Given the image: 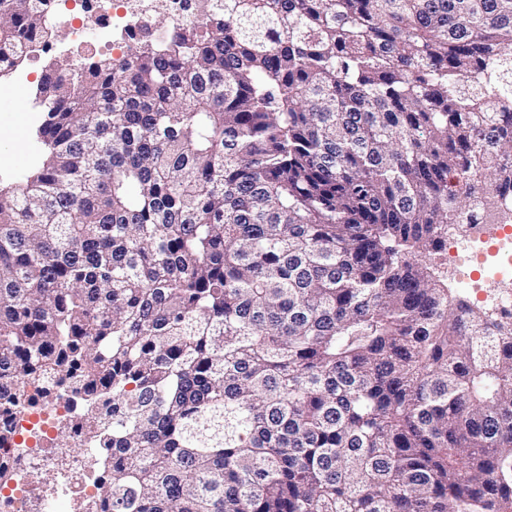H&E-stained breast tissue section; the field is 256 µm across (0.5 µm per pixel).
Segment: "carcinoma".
Returning <instances> with one entry per match:
<instances>
[{
    "mask_svg": "<svg viewBox=\"0 0 512 512\" xmlns=\"http://www.w3.org/2000/svg\"><path fill=\"white\" fill-rule=\"evenodd\" d=\"M191 9L46 66L0 399L80 397L109 512H512V310L419 259L512 223V0ZM53 19L0 0V74Z\"/></svg>",
    "mask_w": 512,
    "mask_h": 512,
    "instance_id": "1",
    "label": "carcinoma"
}]
</instances>
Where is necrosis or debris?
Listing matches in <instances>:
<instances>
[{"label": "necrosis or debris", "instance_id": "necrosis-or-debris-1", "mask_svg": "<svg viewBox=\"0 0 512 512\" xmlns=\"http://www.w3.org/2000/svg\"><path fill=\"white\" fill-rule=\"evenodd\" d=\"M55 13L67 24L73 44L87 37L82 18H97L98 41L126 53L123 35L136 21L133 0H54ZM13 435L0 443V464L10 479L0 485V512H53L56 502H64L67 512H102L96 495L97 475L109 474L111 459L103 458L92 443L74 409L73 396L57 389L45 401L28 405L9 418ZM67 426L74 445L60 448L56 434ZM52 474V483H42L43 474Z\"/></svg>", "mask_w": 512, "mask_h": 512}]
</instances>
